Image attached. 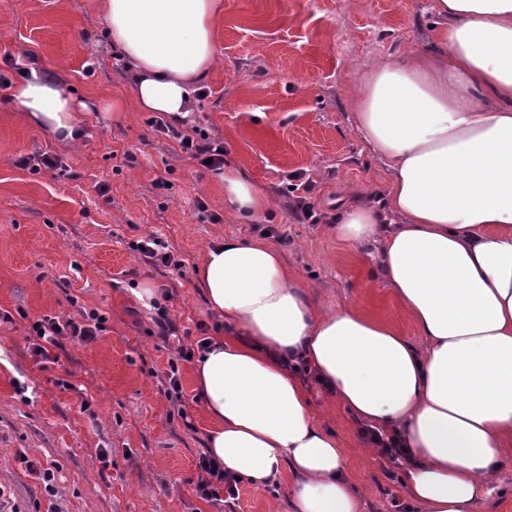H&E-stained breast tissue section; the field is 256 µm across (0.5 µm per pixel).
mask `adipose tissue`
<instances>
[{
  "label": "adipose tissue",
  "instance_id": "1",
  "mask_svg": "<svg viewBox=\"0 0 512 512\" xmlns=\"http://www.w3.org/2000/svg\"><path fill=\"white\" fill-rule=\"evenodd\" d=\"M428 41L376 62L349 100L387 170L382 207L344 191L338 237L377 266L422 346L355 306H319L272 244L227 238L197 268L238 340L212 337L194 369L207 452L257 487L289 479L292 512H362L345 450L316 420L288 360L304 358L357 421L396 434L422 512H478L512 446V0H432ZM134 104L177 124L217 64L218 0H103ZM13 97L56 141L83 136L79 104L38 71ZM224 209L253 222L268 194L224 165Z\"/></svg>",
  "mask_w": 512,
  "mask_h": 512
}]
</instances>
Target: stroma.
Wrapping results in <instances>:
<instances>
[{
  "label": "stroma",
  "mask_w": 512,
  "mask_h": 512,
  "mask_svg": "<svg viewBox=\"0 0 512 512\" xmlns=\"http://www.w3.org/2000/svg\"><path fill=\"white\" fill-rule=\"evenodd\" d=\"M223 2L222 64L188 124L223 142L225 160L270 195L267 225L225 218L222 176L137 111L100 0H0V56L55 76L86 105L84 137L65 147L28 124L0 88V311L11 316L0 320V512H224L190 484L211 422L195 399L194 364L177 349L205 334L237 336L209 309L195 274L206 248L226 237L271 240L318 303L356 305L422 342L374 248L337 238L332 223L345 186L375 205L386 179L354 126L353 85L374 62L428 40L431 0ZM44 153L62 169L39 167ZM159 177L167 188L156 187ZM301 204L314 221L297 219ZM149 236L167 242L183 269L146 264L132 246ZM143 285L155 292L153 306L133 295ZM160 306L176 328L166 340L153 322ZM91 310L107 318L94 341L65 336L51 361L33 356L32 321ZM173 363L176 404L160 389ZM306 387L347 450L364 512L408 502L403 468L362 447L352 414L316 381ZM101 448L108 463L96 457ZM30 460L51 463L52 480L29 474ZM287 494L284 478L266 489L240 483L235 512H289Z\"/></svg>",
  "instance_id": "obj_1"
}]
</instances>
